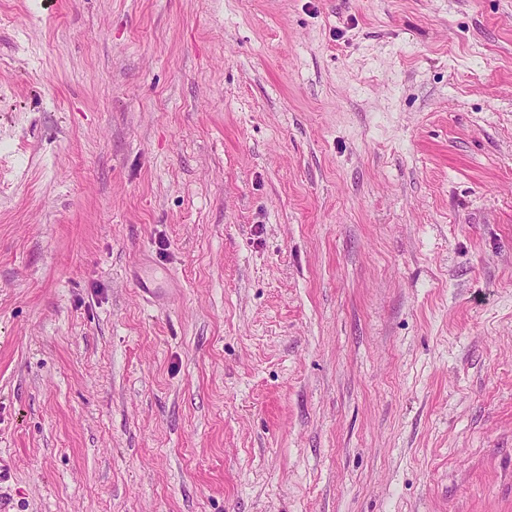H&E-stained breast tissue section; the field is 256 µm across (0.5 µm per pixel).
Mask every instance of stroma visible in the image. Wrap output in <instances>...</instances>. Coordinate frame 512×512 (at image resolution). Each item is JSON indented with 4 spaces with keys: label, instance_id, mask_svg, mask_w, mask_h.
I'll use <instances>...</instances> for the list:
<instances>
[{
    "label": "stroma",
    "instance_id": "obj_1",
    "mask_svg": "<svg viewBox=\"0 0 512 512\" xmlns=\"http://www.w3.org/2000/svg\"><path fill=\"white\" fill-rule=\"evenodd\" d=\"M0 455L5 512H512V0H0Z\"/></svg>",
    "mask_w": 512,
    "mask_h": 512
}]
</instances>
